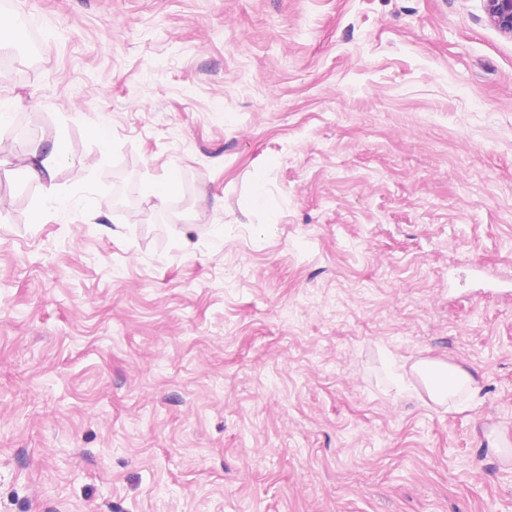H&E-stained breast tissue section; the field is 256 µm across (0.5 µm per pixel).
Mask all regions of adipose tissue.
<instances>
[{
	"label": "adipose tissue",
	"mask_w": 512,
	"mask_h": 512,
	"mask_svg": "<svg viewBox=\"0 0 512 512\" xmlns=\"http://www.w3.org/2000/svg\"><path fill=\"white\" fill-rule=\"evenodd\" d=\"M66 153L62 137H54L50 145L34 144L21 159L24 175L40 183L48 200H56L53 184L56 166ZM415 376L424 387L429 399L438 405L448 406L452 411H463L477 402L482 392L477 372L460 365L435 358H424L412 365L410 373H398L399 382Z\"/></svg>",
	"instance_id": "adipose-tissue-1"
}]
</instances>
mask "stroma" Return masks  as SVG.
Here are the masks:
<instances>
[{
  "instance_id": "35a3bbf8",
  "label": "stroma",
  "mask_w": 512,
  "mask_h": 512,
  "mask_svg": "<svg viewBox=\"0 0 512 512\" xmlns=\"http://www.w3.org/2000/svg\"><path fill=\"white\" fill-rule=\"evenodd\" d=\"M12 6L40 49L0 77V512H512L482 0ZM57 135L58 209L18 164ZM427 356L479 371L473 409L398 387ZM177 184L175 175H172L170 178L168 177L164 182L149 184L144 191L145 197L154 208L162 209L176 189Z\"/></svg>"
}]
</instances>
